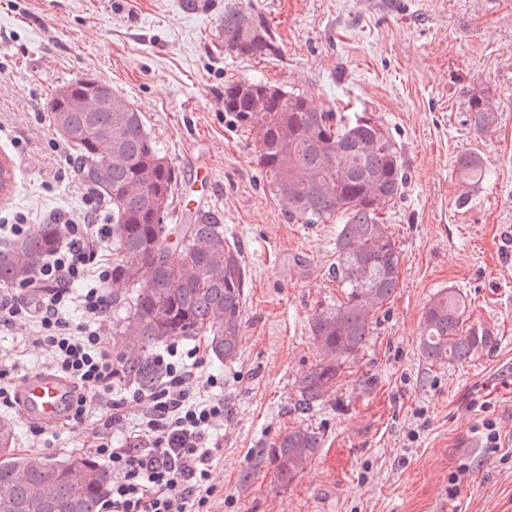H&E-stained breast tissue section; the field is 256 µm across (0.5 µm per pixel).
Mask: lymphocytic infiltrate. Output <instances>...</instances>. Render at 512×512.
Instances as JSON below:
<instances>
[{
	"instance_id": "lymphocytic-infiltrate-1",
	"label": "lymphocytic infiltrate",
	"mask_w": 512,
	"mask_h": 512,
	"mask_svg": "<svg viewBox=\"0 0 512 512\" xmlns=\"http://www.w3.org/2000/svg\"><path fill=\"white\" fill-rule=\"evenodd\" d=\"M84 198L81 220L66 221L62 243L21 289L29 303L0 297V329L23 325L50 371L73 386L67 427L84 429L113 474L102 512H210L219 492L214 435L228 412L224 381L206 373L203 344L168 342L149 361L157 383L140 387L125 354L102 347L111 309L112 225ZM137 408L129 422V408Z\"/></svg>"
}]
</instances>
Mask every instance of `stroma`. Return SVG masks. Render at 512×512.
Instances as JSON below:
<instances>
[{
    "mask_svg": "<svg viewBox=\"0 0 512 512\" xmlns=\"http://www.w3.org/2000/svg\"><path fill=\"white\" fill-rule=\"evenodd\" d=\"M262 16L280 52L225 50V9ZM112 85L141 112L179 173L174 201L218 210L248 271L234 362L224 373V487L216 512H512V0H0V155L15 188L0 215L80 219L84 185L48 103L69 82ZM261 79L307 93L319 109L368 112L392 136L406 183L387 212L403 257L396 292L322 406L295 411L298 381L318 359L310 324L343 293L332 270L336 225L297 224L256 162V135L224 110V84ZM499 120L475 131L468 96ZM477 155L486 178L459 180ZM457 288L466 326L488 344L433 365L418 347L422 314ZM485 418L499 448H469ZM296 427L323 436L292 483L269 455ZM39 459L86 454L79 428L47 429ZM470 475L457 496L448 479Z\"/></svg>",
    "mask_w": 512,
    "mask_h": 512,
    "instance_id": "obj_1",
    "label": "stroma"
}]
</instances>
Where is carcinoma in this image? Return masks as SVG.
Wrapping results in <instances>:
<instances>
[{
	"instance_id": "cac0c4a2",
	"label": "carcinoma",
	"mask_w": 512,
	"mask_h": 512,
	"mask_svg": "<svg viewBox=\"0 0 512 512\" xmlns=\"http://www.w3.org/2000/svg\"><path fill=\"white\" fill-rule=\"evenodd\" d=\"M226 50L264 58L276 54L265 20L236 8L218 23ZM224 111L243 128L257 131V164L270 177L271 191L288 220L323 224L336 216V282L342 302L326 307L310 328L319 350L299 380L298 409L320 405L336 386L342 366L365 345L374 312L399 287L403 257L383 212L400 198L404 171L390 134L373 118L314 108L308 96L260 81L224 84ZM49 112L66 130L64 141L81 181L112 206V306L127 308L119 335L145 350L173 336L208 334L216 360L237 357L248 274L240 248L224 237L217 210L197 209L190 223L170 226L178 175L148 133L142 114L121 94L98 100L75 80L55 94ZM467 122L484 132L498 123L485 95L468 101ZM461 180L486 176L481 159L457 161ZM61 226L42 224L30 237L0 250V285H18L59 246ZM146 279L149 287L136 285ZM466 300L443 288L424 308L419 350L431 364L464 362L487 344L463 328ZM145 389L155 375L148 362L136 365ZM14 425L0 419V512H100L108 492V470L89 456L35 463L14 453ZM322 434L293 428L271 450L279 480L293 482L318 455Z\"/></svg>"
}]
</instances>
